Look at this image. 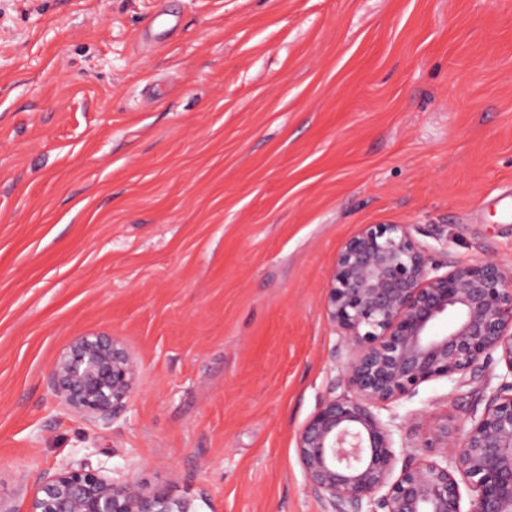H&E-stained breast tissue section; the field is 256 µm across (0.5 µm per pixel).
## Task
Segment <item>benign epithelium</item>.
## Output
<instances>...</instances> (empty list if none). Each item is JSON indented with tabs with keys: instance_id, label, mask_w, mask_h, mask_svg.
Instances as JSON below:
<instances>
[{
	"instance_id": "benign-epithelium-1",
	"label": "benign epithelium",
	"mask_w": 512,
	"mask_h": 512,
	"mask_svg": "<svg viewBox=\"0 0 512 512\" xmlns=\"http://www.w3.org/2000/svg\"><path fill=\"white\" fill-rule=\"evenodd\" d=\"M435 253L408 224H369L337 254L325 312L343 337L352 396L323 402L297 441L307 487L329 512H462L458 474L473 492L469 512H512V266L487 257L441 274ZM495 355L506 374L483 410L460 428L433 423L424 447L441 459L395 450L393 424L375 409L429 381L461 382ZM139 372L121 339L96 333L70 340L48 380L74 414L109 421ZM27 512L193 510L82 466L41 479Z\"/></svg>"
}]
</instances>
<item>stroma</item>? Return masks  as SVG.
<instances>
[{"instance_id":"35a3bbf8","label":"stroma","mask_w":512,"mask_h":512,"mask_svg":"<svg viewBox=\"0 0 512 512\" xmlns=\"http://www.w3.org/2000/svg\"><path fill=\"white\" fill-rule=\"evenodd\" d=\"M510 189L512 0H0V494L26 512L86 465L197 512H325L297 439L346 392L338 250L408 224L440 263L512 264ZM96 332L140 362L107 424L48 383ZM504 372L380 416L434 457Z\"/></svg>"}]
</instances>
